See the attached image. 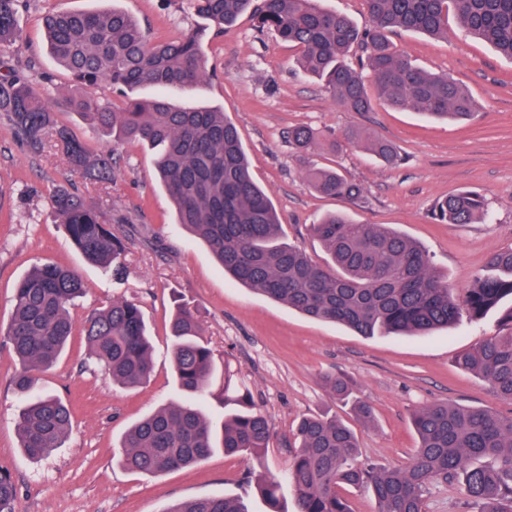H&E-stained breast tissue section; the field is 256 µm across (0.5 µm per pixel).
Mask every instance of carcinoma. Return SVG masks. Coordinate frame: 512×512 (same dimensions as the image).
<instances>
[{"label": "carcinoma", "instance_id": "1", "mask_svg": "<svg viewBox=\"0 0 512 512\" xmlns=\"http://www.w3.org/2000/svg\"><path fill=\"white\" fill-rule=\"evenodd\" d=\"M320 0H188L189 7L219 30L248 13L256 27L270 31L299 50L297 64L306 75L325 82L332 100L353 112L375 105L418 112L428 118L470 120L471 96L447 74L417 66L397 49L399 31L448 36L454 17L471 36L512 59V0H363L367 26L323 8ZM18 0H0V47L17 41ZM50 53L68 72L79 94L72 109L113 137L130 139L155 152V168L177 216L195 238L210 248L224 272L237 282L320 321L344 325L362 336L429 335L453 325L460 306L429 255L407 238L380 224H358L335 213L310 225L331 265L315 263L302 249L282 241L281 224L268 194L251 178L238 130L224 111L185 107L167 95L143 99L129 92L143 85L188 92L207 76L202 34L176 41L149 35L125 10L60 12L45 19ZM47 77L0 74V112L14 137L31 154L42 152L52 134L73 170L97 180L112 177V152L85 167L81 143L56 124L53 105L43 91ZM108 82L122 93L116 107L92 94ZM376 159L398 165L402 156L391 142L366 131L348 136ZM290 141L299 150L318 144L306 127ZM317 193L342 199L362 196V186L334 169L305 171ZM60 223L84 258L117 275L123 270L126 236L112 228L100 209L64 186L54 194ZM486 198L462 190L435 203L441 224H474L487 217ZM490 274L468 288L464 305L480 320L512 297V248L489 255ZM85 287L67 267H34L18 283L7 329L9 344L22 368L13 376L20 394L30 392L35 372L52 366L74 335L72 301ZM507 332L461 353L458 365L483 378L497 400L512 401V308L504 314ZM88 359L105 368L123 388L148 383L152 350L140 306L114 299L81 324ZM171 355L182 399L171 401L132 425L120 444L128 471L160 474L198 463L216 448L257 456L268 447L267 415L248 392L238 409L217 424L199 405L218 365L201 338L196 312L177 307L170 322ZM331 395L349 397V381L326 380ZM412 424L419 437L412 460L402 468L365 464L353 431L334 416L312 414L295 426L298 450L279 478L253 474L246 483L276 503L282 486L294 497L295 512H353L338 487L364 488L378 512H423L424 493L436 481H461L476 512H512V417L488 407L433 404L417 410ZM72 425L62 401L31 400L18 422L21 448L33 458L61 447ZM16 486L0 473V512H12ZM167 512H248L239 497L183 500Z\"/></svg>", "mask_w": 512, "mask_h": 512}]
</instances>
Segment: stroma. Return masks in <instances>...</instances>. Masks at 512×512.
<instances>
[{
  "label": "stroma",
  "mask_w": 512,
  "mask_h": 512,
  "mask_svg": "<svg viewBox=\"0 0 512 512\" xmlns=\"http://www.w3.org/2000/svg\"><path fill=\"white\" fill-rule=\"evenodd\" d=\"M113 6L165 39L204 24L187 0H20L21 37L0 48V73L14 69L52 77L55 122L82 143L88 160L108 151L116 161L111 181L86 180L71 172L54 138L46 139L40 154H29L0 115V471L16 484L14 512H167L185 499L224 495L243 498L249 512H269L245 478L260 471L284 474L301 416L325 413L351 424L362 461L393 468L406 466L418 445L411 415L421 407L488 406L512 417V402L494 399L481 377L456 364L460 352L504 334L502 315L512 306L510 299L481 320L464 313L452 328L429 336H362L311 319L225 276L207 246L176 224L150 151L136 142H113L68 106L75 89L47 49L43 19L53 12ZM393 40L418 65L464 85L480 105L477 117L435 122L382 105L371 112L348 111L330 100L321 82L298 69L294 47L258 31L247 15L224 32L207 30L203 50L215 76L180 101L223 109L239 131L254 181L272 199L285 240L315 262L324 263L326 253L311 235V224L341 211L357 223L385 225L419 244L460 295L485 274L492 252L512 246V60L455 26L444 39L400 32ZM298 126L337 141L339 150L295 149L288 135ZM361 128L395 143L403 162L385 165L349 143L348 133ZM313 165L337 169L359 183L362 197L336 200L316 193L305 178ZM67 182L89 203L109 211L113 228L125 234L122 278L88 263L57 222L51 199ZM464 189L486 197L488 220L436 223L435 202ZM44 263L73 269L84 281L85 295L70 309L76 322L116 298L137 302L148 322L154 370L145 387L122 388L88 361L84 337L72 336L56 365L38 374L34 388L35 395L57 397L72 407V428L61 448L33 459L20 447L17 421L26 399L14 388L18 363L2 331L11 318L17 282ZM180 301L197 309L203 340L233 374L228 384L214 378L203 399L208 417L221 422L234 408L233 396L250 392L270 421V446L257 460L217 450L189 468L134 473L118 462L124 433L178 395L169 325ZM328 375L352 379L353 399H333L323 383ZM358 400L370 406L371 422L356 420Z\"/></svg>",
  "instance_id": "stroma-1"
}]
</instances>
